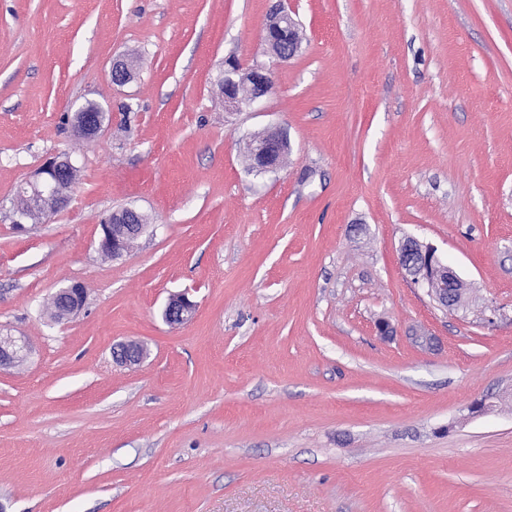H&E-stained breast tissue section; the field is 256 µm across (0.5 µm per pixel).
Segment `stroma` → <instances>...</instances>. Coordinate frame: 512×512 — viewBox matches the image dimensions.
Wrapping results in <instances>:
<instances>
[{"label": "stroma", "instance_id": "1", "mask_svg": "<svg viewBox=\"0 0 512 512\" xmlns=\"http://www.w3.org/2000/svg\"><path fill=\"white\" fill-rule=\"evenodd\" d=\"M230 57L274 73L240 112ZM89 101L85 140L64 118ZM268 129L287 162L247 171ZM63 153L68 206L17 228V186ZM124 207L150 227L102 259ZM408 236L466 305L413 284ZM74 282L83 310L51 321ZM6 333L32 354L0 371V512H512V0H0ZM130 341L146 358L116 363ZM301 43L298 24L287 10L280 9L269 17L264 31L266 53L288 60L298 53ZM84 112H92L105 119V113L102 109L93 102H88L82 109L81 112H76L74 117V129L75 132L84 138H92L97 135L102 126L99 121H96L95 115L85 114ZM399 263L414 283L428 288L433 300L444 308L456 305L461 293L466 290V283L441 259L437 249L415 238L408 237L401 242ZM195 303L189 299L187 292L171 295L165 308V317L172 324H181L195 311Z\"/></svg>", "mask_w": 512, "mask_h": 512}]
</instances>
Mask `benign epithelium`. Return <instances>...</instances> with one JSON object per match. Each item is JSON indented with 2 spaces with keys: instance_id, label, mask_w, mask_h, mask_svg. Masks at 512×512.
Here are the masks:
<instances>
[{
  "instance_id": "benign-epithelium-1",
  "label": "benign epithelium",
  "mask_w": 512,
  "mask_h": 512,
  "mask_svg": "<svg viewBox=\"0 0 512 512\" xmlns=\"http://www.w3.org/2000/svg\"><path fill=\"white\" fill-rule=\"evenodd\" d=\"M302 37L298 24L285 9L273 13L266 23L264 44L266 53L279 59L288 60L301 48ZM133 77L130 63L118 60L112 65V80L123 84ZM224 99V110L237 112L257 103L273 88L272 72L263 64L256 63L246 69L235 62H228L223 78L219 80ZM75 132L92 138L101 130L95 115L75 113ZM246 149L252 158L253 167L259 172H275L288 152V142L277 130L255 134L247 141ZM75 166L70 158L58 155L50 159L35 174V179L27 182L30 188L29 203L35 205L49 197L65 205L70 199L75 183ZM148 225L140 220V213L129 208L113 213L101 226L98 250H112V257L121 256L128 248L127 238L141 236ZM399 263L416 284L428 288L430 296L445 308L457 304L466 283L437 254V249L429 244L408 237L399 246ZM54 298L58 299L61 311L59 319H68L76 314L86 300V289L74 283L59 289ZM195 303L188 294L171 295L165 308V317L172 324H181L195 311ZM26 352V343L12 336L0 338V366L12 365L21 360ZM144 350L133 343H124L114 351V357L121 363H137L142 360Z\"/></svg>"
}]
</instances>
